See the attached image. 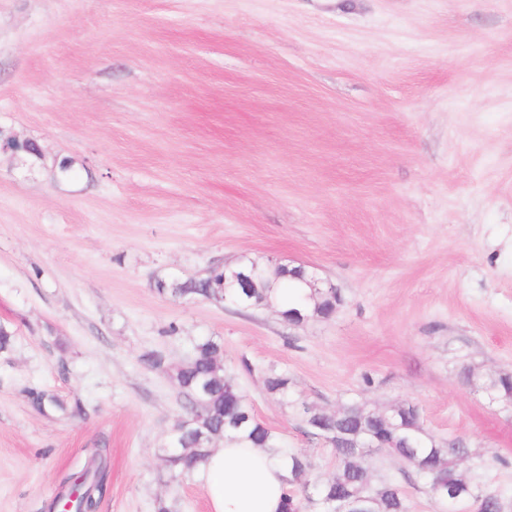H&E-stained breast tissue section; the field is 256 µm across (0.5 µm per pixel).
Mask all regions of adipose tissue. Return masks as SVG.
<instances>
[{"label":"adipose tissue","mask_w":512,"mask_h":512,"mask_svg":"<svg viewBox=\"0 0 512 512\" xmlns=\"http://www.w3.org/2000/svg\"><path fill=\"white\" fill-rule=\"evenodd\" d=\"M198 478L211 512H283L291 473L274 451L227 441L211 449Z\"/></svg>","instance_id":"ef3b65f1"}]
</instances>
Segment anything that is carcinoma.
Returning a JSON list of instances; mask_svg holds the SVG:
<instances>
[{"label":"carcinoma","mask_w":512,"mask_h":512,"mask_svg":"<svg viewBox=\"0 0 512 512\" xmlns=\"http://www.w3.org/2000/svg\"><path fill=\"white\" fill-rule=\"evenodd\" d=\"M254 282L224 287V269L214 268L203 278L159 281L161 295L178 300L224 301L250 310L272 306V296L280 297L281 317L299 324V317L327 319L341 305L337 288H322L309 297L300 281L280 264L247 262ZM223 345L210 338L197 339L187 359L174 369L179 394L186 405L185 417L172 429L165 465L169 480L180 484L189 479L207 457L208 449L220 439H233L246 448H277L294 474L284 499V512H350L358 499H367L373 512H407L400 480L380 471L373 453L385 452L404 465L401 475L412 485H422L435 499L451 505L465 503L477 512H502L499 497L483 492L457 471V461L469 454L460 440L443 443L424 432L418 411L413 407L399 413L380 412L363 402L345 404L336 414L302 404L301 417L322 423L311 432L329 438L336 456V475L321 480L313 475L308 460L290 448L260 423L246 394L220 357ZM266 392L290 402L291 381L284 373L271 371L264 379ZM483 392L492 400L512 401V373H498L485 378ZM92 490L72 484L67 496H75L78 512H97L105 493V476L95 473Z\"/></svg>","instance_id":"cac0c4a2"}]
</instances>
